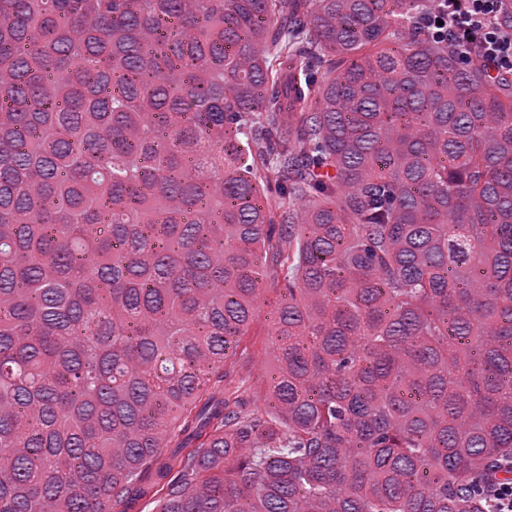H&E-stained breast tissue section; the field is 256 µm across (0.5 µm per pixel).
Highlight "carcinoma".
<instances>
[{"label":"carcinoma","instance_id":"cac0c4a2","mask_svg":"<svg viewBox=\"0 0 512 512\" xmlns=\"http://www.w3.org/2000/svg\"><path fill=\"white\" fill-rule=\"evenodd\" d=\"M429 9L0 0V512H487L512 75Z\"/></svg>","mask_w":512,"mask_h":512}]
</instances>
